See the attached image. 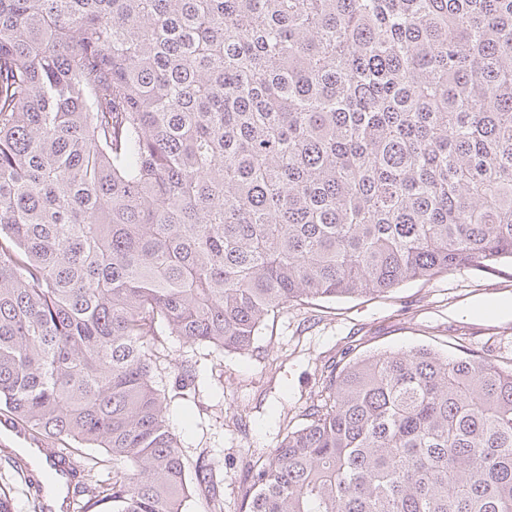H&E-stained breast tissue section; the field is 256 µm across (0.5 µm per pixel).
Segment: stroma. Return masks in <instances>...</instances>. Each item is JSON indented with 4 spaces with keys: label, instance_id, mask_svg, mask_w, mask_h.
Returning a JSON list of instances; mask_svg holds the SVG:
<instances>
[{
    "label": "stroma",
    "instance_id": "1",
    "mask_svg": "<svg viewBox=\"0 0 512 512\" xmlns=\"http://www.w3.org/2000/svg\"><path fill=\"white\" fill-rule=\"evenodd\" d=\"M428 346L512 365V264L461 268L409 282L387 297L291 305L244 354L188 348L168 337L154 380L168 397L166 418L188 463L213 458L216 497L240 512L252 468L319 403L322 371L343 355ZM196 368L194 400L173 389L182 358Z\"/></svg>",
    "mask_w": 512,
    "mask_h": 512
}]
</instances>
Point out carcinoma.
Returning a JSON list of instances; mask_svg holds the SVG:
<instances>
[{
    "label": "carcinoma",
    "mask_w": 512,
    "mask_h": 512,
    "mask_svg": "<svg viewBox=\"0 0 512 512\" xmlns=\"http://www.w3.org/2000/svg\"><path fill=\"white\" fill-rule=\"evenodd\" d=\"M512 262V0H0V413L112 512H217L153 364ZM244 512H512V367H325ZM26 483L27 464L0 448Z\"/></svg>",
    "instance_id": "obj_1"
}]
</instances>
